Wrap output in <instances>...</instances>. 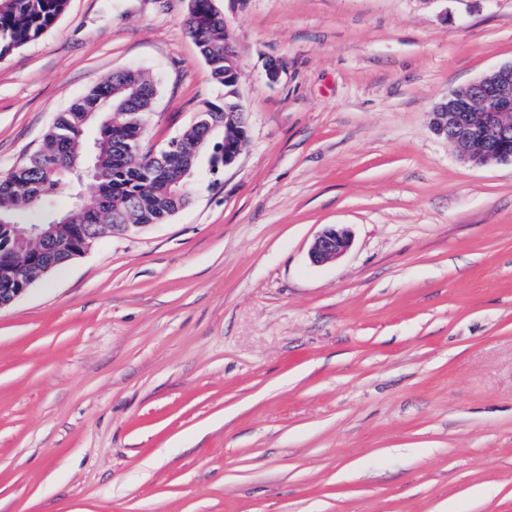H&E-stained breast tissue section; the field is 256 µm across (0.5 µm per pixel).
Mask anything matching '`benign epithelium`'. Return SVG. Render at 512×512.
<instances>
[{"instance_id":"7a95c632","label":"benign epithelium","mask_w":512,"mask_h":512,"mask_svg":"<svg viewBox=\"0 0 512 512\" xmlns=\"http://www.w3.org/2000/svg\"><path fill=\"white\" fill-rule=\"evenodd\" d=\"M435 134L454 144L462 162L479 166L488 162L512 164V63L500 66L481 78L454 90L433 112ZM247 138L244 117L235 112L224 113V144L234 148L224 151V165L237 159ZM68 224H18L21 242L4 258L13 265L14 256L28 253L26 273L17 288H0V308L23 295L29 287L56 267V262L43 253L38 244L52 238L55 247L70 252V236L59 235L63 228H78V215L70 212ZM351 244L350 234L343 228L329 227L314 241L309 256L313 263L323 264L343 255Z\"/></svg>"}]
</instances>
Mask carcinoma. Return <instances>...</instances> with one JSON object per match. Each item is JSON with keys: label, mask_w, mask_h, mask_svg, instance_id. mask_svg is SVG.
I'll return each instance as SVG.
<instances>
[{"label": "carcinoma", "mask_w": 512, "mask_h": 512, "mask_svg": "<svg viewBox=\"0 0 512 512\" xmlns=\"http://www.w3.org/2000/svg\"><path fill=\"white\" fill-rule=\"evenodd\" d=\"M68 0H0V59L38 39L65 11ZM212 78L224 84V18L212 0H189L185 20ZM157 94L142 72L113 73L59 113L41 145L10 172L0 176V215L12 224H60L65 213L52 210L53 197L70 175L92 158L95 192L81 197L82 224H161L189 203L188 185L203 150L211 149L209 164H224V141L210 144L192 125L185 131L182 152L138 165L129 164L126 147L143 141ZM241 111L236 102L204 109L215 131L224 134V111Z\"/></svg>", "instance_id": "cac0c4a2"}]
</instances>
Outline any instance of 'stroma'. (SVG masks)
<instances>
[{
    "instance_id": "35a3bbf8",
    "label": "stroma",
    "mask_w": 512,
    "mask_h": 512,
    "mask_svg": "<svg viewBox=\"0 0 512 512\" xmlns=\"http://www.w3.org/2000/svg\"><path fill=\"white\" fill-rule=\"evenodd\" d=\"M213 5L230 88L189 0H68L0 59V175L123 69L157 85L145 146L229 94L248 128L0 309V512H512V165L431 128L512 62V0ZM185 25L189 36L199 49L201 58L209 67L212 78L221 85H224L225 78H230L236 83L238 63L234 50V35L228 21L213 8L212 0H190ZM224 27L232 40L228 54L224 50ZM225 56L230 59L228 70L224 69ZM350 244V234L346 229L329 227L315 239L309 256L315 264L327 263L343 255Z\"/></svg>"
}]
</instances>
